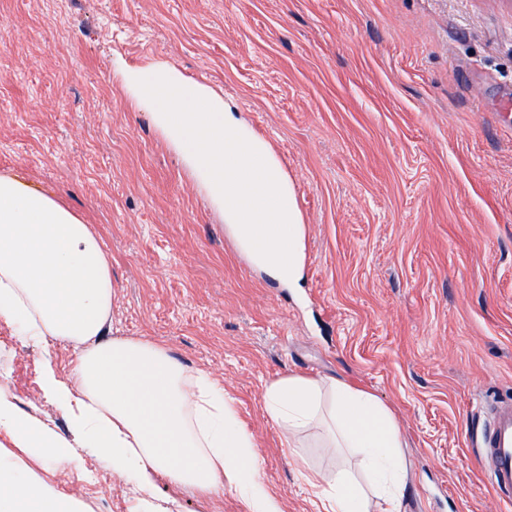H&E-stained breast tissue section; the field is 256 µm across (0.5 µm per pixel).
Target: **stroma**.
<instances>
[{"label":"stroma","instance_id":"1","mask_svg":"<svg viewBox=\"0 0 512 512\" xmlns=\"http://www.w3.org/2000/svg\"><path fill=\"white\" fill-rule=\"evenodd\" d=\"M210 85L270 142L303 218L301 287L261 276L116 62ZM85 215L112 261L110 335L223 387L281 512L353 454L287 447L267 384L335 377L404 438L400 512H512L475 458L479 402L512 399V0H0V171ZM66 343L0 325V390L69 436L40 388ZM42 479L87 512H146L93 449ZM178 512H249L232 482H158Z\"/></svg>","mask_w":512,"mask_h":512}]
</instances>
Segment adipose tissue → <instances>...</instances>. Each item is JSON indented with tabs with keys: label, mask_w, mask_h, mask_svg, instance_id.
Returning a JSON list of instances; mask_svg holds the SVG:
<instances>
[{
	"label": "adipose tissue",
	"mask_w": 512,
	"mask_h": 512,
	"mask_svg": "<svg viewBox=\"0 0 512 512\" xmlns=\"http://www.w3.org/2000/svg\"><path fill=\"white\" fill-rule=\"evenodd\" d=\"M116 74L130 103L149 112L223 211L253 267L299 287L301 213L269 143L221 94L173 66L120 65ZM111 311V261L94 226L20 174L0 173V323L76 349L68 380L48 366L41 380L45 396L67 413L70 437L0 392V512H85L26 465L68 464L78 448L105 454L113 473L142 493L162 477L210 495L230 478L250 512H280L256 478L258 455L223 387L204 371H188L162 346L107 339ZM263 400L285 439L323 426L328 447L358 449L370 490L342 476L318 483L320 512H400L403 441L374 395L333 378L292 375L268 384Z\"/></svg>",
	"instance_id": "obj_1"
}]
</instances>
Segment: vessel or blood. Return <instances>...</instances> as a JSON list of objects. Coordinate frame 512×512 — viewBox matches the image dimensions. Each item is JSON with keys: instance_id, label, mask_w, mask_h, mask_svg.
<instances>
[{"instance_id": "obj_1", "label": "vessel or blood", "mask_w": 512, "mask_h": 512, "mask_svg": "<svg viewBox=\"0 0 512 512\" xmlns=\"http://www.w3.org/2000/svg\"><path fill=\"white\" fill-rule=\"evenodd\" d=\"M484 430L479 442V461L491 486L502 501L512 503V401L479 406Z\"/></svg>"}]
</instances>
